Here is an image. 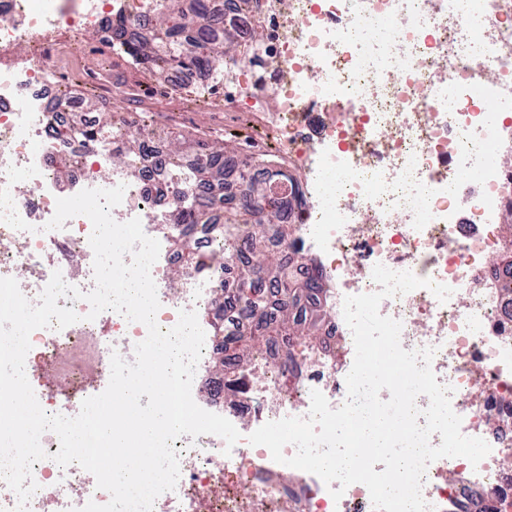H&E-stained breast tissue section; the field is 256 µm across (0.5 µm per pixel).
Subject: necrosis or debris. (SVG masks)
<instances>
[{
    "mask_svg": "<svg viewBox=\"0 0 512 512\" xmlns=\"http://www.w3.org/2000/svg\"><path fill=\"white\" fill-rule=\"evenodd\" d=\"M191 0L186 27L206 25L235 33L248 69H231L224 109L254 113L255 161L227 162L243 182L275 173L277 191L295 202L281 218L295 225L294 241L268 232L284 254L310 253L294 263L298 279L317 270L326 290L323 345L295 348L288 364L256 366L239 376L235 401L224 397V377L211 370L224 352L213 335L222 319L239 330L248 311H223L216 274L202 273L171 287L182 259L161 247L151 268L161 307V329L180 311L195 312L205 333L192 397L224 416L241 434L234 447L216 435L181 436L173 443L181 480L157 497L153 512H375L367 487L348 486L333 499L314 474L275 462L248 437L263 424L307 416L312 391L331 408L347 397L345 378L355 357L343 317L345 297L377 291L375 265L409 271L452 288L439 301L426 288L384 299L381 315L401 322L403 349L434 348L431 369L452 387L451 406L469 437L490 453L479 463L441 458L426 469L421 494L432 512H476V504L512 512V294L492 259L504 248L499 221L512 203V167L500 161L512 145V0ZM162 0H0V54L24 45L28 60L0 62V277L17 280L38 301L53 272L89 292L95 287L90 220L82 215L48 229L58 198L84 189L125 185L111 211L119 223L140 219L158 238L177 209L171 173L161 164L165 139L152 133L153 152L139 161L140 177L112 162L116 139L88 142L69 135L80 101L67 95L50 62L70 54L59 38L111 24L130 38L153 40ZM262 29L267 38L255 42ZM211 72L173 68L159 95L177 108L183 89L211 83ZM489 155L476 176L459 167L465 157ZM81 322L30 335L28 381L45 412L79 413L112 353L133 360L147 328L107 310L87 320L90 305L61 298ZM47 459L34 463L38 485L28 512H79L107 503L93 474L60 467L57 436L40 439Z\"/></svg>",
    "mask_w": 512,
    "mask_h": 512,
    "instance_id": "necrosis-or-debris-1",
    "label": "necrosis or debris"
}]
</instances>
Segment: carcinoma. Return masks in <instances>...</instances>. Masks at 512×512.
Here are the masks:
<instances>
[{"instance_id":"obj_1","label":"carcinoma","mask_w":512,"mask_h":512,"mask_svg":"<svg viewBox=\"0 0 512 512\" xmlns=\"http://www.w3.org/2000/svg\"><path fill=\"white\" fill-rule=\"evenodd\" d=\"M171 10L155 18V28L162 32L165 40L154 45L132 44L125 39V32L117 25L106 37L112 49L126 55L131 64L148 70L165 67H204L224 70V65L238 64L235 37L231 33L214 35L210 28L201 26L193 33L171 24L172 15L180 9L181 0H170ZM75 131L95 139L115 133L125 140V151L113 155L112 161L123 164L136 172L138 156L147 150L141 131L112 129V115L104 114L98 127L86 128L81 116L73 121ZM181 143L169 145V156L180 187L181 204L186 219L191 224H203L209 218L211 207L223 199H202L193 194V189L202 184L224 180V167L216 165L217 159L226 154L224 144L198 140L193 152L199 162L187 175L179 172L176 161L182 155ZM242 210L229 214L224 220L227 228L225 245L215 249L206 259L191 260L175 272L176 277H189L204 265L222 277L221 293L216 302L225 308L244 306L259 309L264 299L271 296L277 301V325L270 329L264 314L255 317L253 329L245 335L229 325L216 328L222 336L224 358L214 364L215 373L247 367L255 354L269 344L272 336H293L303 345L320 340L323 313L320 308L321 284L318 276L310 275L306 280L296 278L288 260L266 251L261 242L267 226L276 224L282 237L287 238L293 230L290 224H281L282 213L291 207V200L272 193L270 183L252 182L244 192Z\"/></svg>"}]
</instances>
